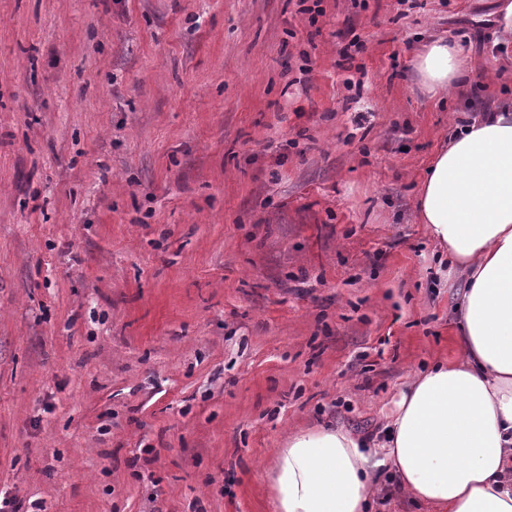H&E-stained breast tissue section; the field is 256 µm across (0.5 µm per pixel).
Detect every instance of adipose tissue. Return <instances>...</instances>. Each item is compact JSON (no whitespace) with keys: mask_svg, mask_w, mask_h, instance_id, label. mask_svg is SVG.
Wrapping results in <instances>:
<instances>
[{"mask_svg":"<svg viewBox=\"0 0 512 512\" xmlns=\"http://www.w3.org/2000/svg\"><path fill=\"white\" fill-rule=\"evenodd\" d=\"M414 69L433 96L475 72L444 36L424 43ZM417 214L464 280L459 354L404 385L380 444L332 425L289 434L267 471L273 512H368L371 475L384 469L431 512H512V106L451 132Z\"/></svg>","mask_w":512,"mask_h":512,"instance_id":"1","label":"adipose tissue"}]
</instances>
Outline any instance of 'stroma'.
Returning a JSON list of instances; mask_svg holds the SVG:
<instances>
[{
  "label": "stroma",
  "instance_id": "1",
  "mask_svg": "<svg viewBox=\"0 0 512 512\" xmlns=\"http://www.w3.org/2000/svg\"><path fill=\"white\" fill-rule=\"evenodd\" d=\"M497 11L0 0V499L272 512L289 432L375 434L455 352L416 202L512 103ZM437 33L477 70L441 99L413 64Z\"/></svg>",
  "mask_w": 512,
  "mask_h": 512
}]
</instances>
